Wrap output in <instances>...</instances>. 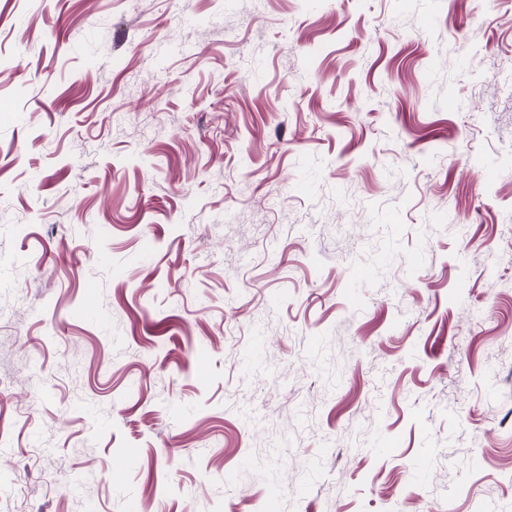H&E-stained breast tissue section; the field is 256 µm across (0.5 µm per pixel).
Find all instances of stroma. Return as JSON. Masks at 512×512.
Instances as JSON below:
<instances>
[{"instance_id": "35a3bbf8", "label": "stroma", "mask_w": 512, "mask_h": 512, "mask_svg": "<svg viewBox=\"0 0 512 512\" xmlns=\"http://www.w3.org/2000/svg\"><path fill=\"white\" fill-rule=\"evenodd\" d=\"M274 483L512 512V0H0V512Z\"/></svg>"}]
</instances>
